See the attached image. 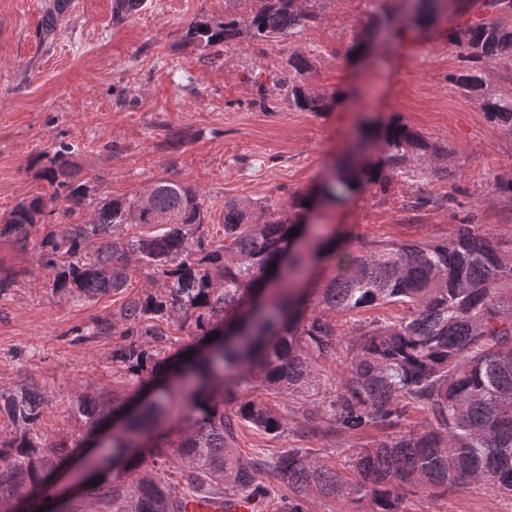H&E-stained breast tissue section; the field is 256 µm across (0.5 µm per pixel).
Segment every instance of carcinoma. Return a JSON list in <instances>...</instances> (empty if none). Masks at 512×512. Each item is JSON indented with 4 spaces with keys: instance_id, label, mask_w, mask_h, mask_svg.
Listing matches in <instances>:
<instances>
[{
    "instance_id": "cac0c4a2",
    "label": "carcinoma",
    "mask_w": 512,
    "mask_h": 512,
    "mask_svg": "<svg viewBox=\"0 0 512 512\" xmlns=\"http://www.w3.org/2000/svg\"><path fill=\"white\" fill-rule=\"evenodd\" d=\"M411 2L408 22L383 16L397 38L432 24L455 0ZM67 3L56 0L46 11L43 40L55 34ZM144 4L113 0L112 17L122 22ZM481 4L448 28L462 62L448 80L512 133V96L490 89L485 78L494 60L512 57V0ZM316 20L302 0H261L246 17L189 24L185 41L200 50L241 36L268 43ZM310 68L308 58L293 55L274 84L286 91L288 107L324 112L332 102L302 84ZM73 152L62 143L37 156L38 175L53 193L18 202L0 220V235L23 249L42 226L38 263L53 273V290L76 301L120 293L136 275L166 284L72 329L85 340L118 338L112 402L86 394L75 415L91 430L111 415L123 420L102 450L105 464L85 460L94 473L80 496L50 502L40 490L78 456L82 439L49 438L44 401L33 391L0 403L13 427L0 432V512H14L23 495L28 512H189L192 504L227 512L237 499L265 512L271 494L276 512H307L306 498L315 493L345 496L354 512H402L407 492L438 498L472 484L512 499V246L460 224L441 241L378 240L349 258L301 224L309 194L278 207L228 202L224 223L205 224L199 191L181 181H156L144 200L92 198ZM425 156L445 154L401 121L366 125L322 193L336 199L368 185L385 190L410 172L421 178L414 162ZM60 198L58 211L51 203ZM85 210L84 222H68ZM127 226L140 232L119 234ZM327 253L337 272L311 295L300 292L309 268ZM387 306L401 314L357 330L342 387L321 395L318 364L336 355L335 316ZM172 328L193 343L176 346ZM214 333L215 354L200 355ZM272 397L296 401V438L373 433L349 461L357 479H342L329 461L296 444L272 455L240 453L243 427L273 438L288 433V416ZM178 404L189 406L191 423L173 436L167 420ZM415 413L422 419L414 424Z\"/></svg>"
}]
</instances>
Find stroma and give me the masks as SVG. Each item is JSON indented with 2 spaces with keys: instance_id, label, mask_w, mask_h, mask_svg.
Instances as JSON below:
<instances>
[{
  "instance_id": "1",
  "label": "stroma",
  "mask_w": 512,
  "mask_h": 512,
  "mask_svg": "<svg viewBox=\"0 0 512 512\" xmlns=\"http://www.w3.org/2000/svg\"><path fill=\"white\" fill-rule=\"evenodd\" d=\"M52 3L0 0V217L49 194L32 160L63 142L74 145L95 196L131 198L159 179L178 180L201 192L206 223L220 224L225 202L278 206L317 191L363 124L395 117L447 149V173L326 201L309 217L314 231L337 234L352 257L376 240L446 239L467 216L475 229L512 240V198L495 185L512 176V133L449 82L461 63L445 38L448 19L400 43L370 42L371 19L386 6L404 14L402 0H306L313 26L267 44L239 38L207 63L184 40L189 24L245 16L250 0H146L120 23L112 0H69L48 44L40 32ZM294 54L311 61L306 87L336 96L331 110L295 111L278 95L271 78ZM263 91L274 110L254 107ZM418 188L441 204L409 210ZM37 249V241L23 249L0 236V265L22 272L0 298V392L42 391L46 431L81 435L71 416L78 396L112 398V340L75 343L69 331L115 311L142 281L76 302L53 291ZM402 508L512 512V499L469 485L440 501L406 496Z\"/></svg>"
}]
</instances>
